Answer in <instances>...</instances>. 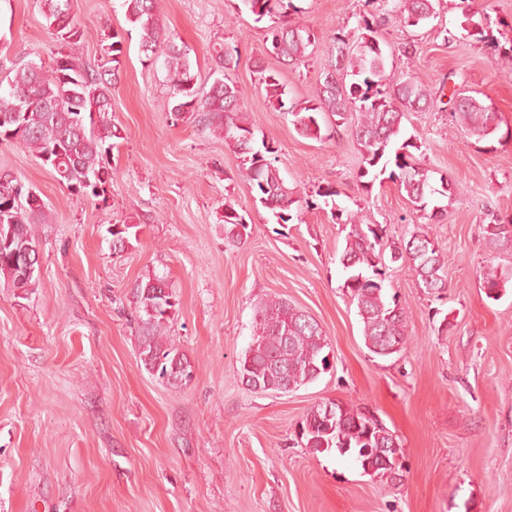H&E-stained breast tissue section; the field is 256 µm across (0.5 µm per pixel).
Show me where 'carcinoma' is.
I'll use <instances>...</instances> for the list:
<instances>
[{
  "mask_svg": "<svg viewBox=\"0 0 512 512\" xmlns=\"http://www.w3.org/2000/svg\"><path fill=\"white\" fill-rule=\"evenodd\" d=\"M236 8L267 23V50L282 63L295 64L309 55L318 34L293 23L289 12L297 11L294 0H230ZM388 15L405 27H419L438 17L437 0H392ZM44 25L55 36L60 51L45 64H24L7 70L0 65V143L8 142L29 150L44 161L55 179L69 191L93 198L105 197L112 183L110 152L120 130L105 117L112 106V89L121 78L125 36L137 33L141 60L146 65L162 62L171 85L165 103L169 116L185 114L232 144L241 158L242 176L277 223L293 219L292 210L336 204L340 192L331 184L319 187L317 203L298 196L276 165V149L261 141L256 146L254 125L244 111V92L233 82L216 78L209 89L198 85L189 52L166 31L157 11V0H122L130 28L118 31L106 26L100 33V64L92 69L71 53L63 52L78 43L83 25L75 10L76 0H37ZM465 23L475 28L473 36L488 38L493 24L487 10L475 9V0H461ZM479 17L474 21L473 17ZM386 17L373 12L360 16L357 40L349 42L342 33L333 37L335 64L326 72L313 96L302 102H285V86L277 75L266 73L264 62H255L269 101L292 116L296 132L306 138L322 139L338 129L348 131L362 152L359 178L395 184L413 206L419 219L438 221L452 202L455 184L446 174H435L417 159V136H405L404 120L410 112L433 106L438 90L413 72L386 75L387 53L380 27ZM218 67L230 70L240 62L239 48L226 43L215 50ZM352 76L355 81L338 88L330 76ZM449 116L463 133L478 141L505 138L500 118L492 103L461 89L452 91ZM336 218L351 225L340 256L345 272L344 287L356 301L363 324L366 348L383 357L385 349L401 352L407 342L405 316L396 297L384 291L383 257L377 250L383 226L361 228L356 214L338 210ZM225 237L241 243L250 234L244 215L224 205ZM48 223L46 204L32 188L11 179L0 182V278L23 291L35 287L36 278H22L18 251L37 244L33 225ZM134 224L110 231L112 247L122 251ZM491 253H512V227L498 220L479 225ZM390 260L401 263L419 287L431 295L446 288L444 258L427 230L416 231L403 245L391 250ZM484 288L492 299L512 281V269L489 263L482 270ZM137 320L140 326L141 366L170 384L186 382L192 370L175 342L166 338V328L178 301L162 277L136 282ZM329 345L321 326L310 315L273 297L256 310L251 344L241 358L242 382L254 391L287 392L315 382L328 372ZM299 438L314 453L336 452L353 457L364 448L383 451L393 433L384 425L369 424L360 410L329 402L313 406L299 424Z\"/></svg>",
  "mask_w": 512,
  "mask_h": 512,
  "instance_id": "1",
  "label": "carcinoma"
}]
</instances>
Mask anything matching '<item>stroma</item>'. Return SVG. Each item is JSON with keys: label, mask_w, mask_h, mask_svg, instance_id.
Returning a JSON list of instances; mask_svg holds the SVG:
<instances>
[{"label": "stroma", "mask_w": 512, "mask_h": 512, "mask_svg": "<svg viewBox=\"0 0 512 512\" xmlns=\"http://www.w3.org/2000/svg\"><path fill=\"white\" fill-rule=\"evenodd\" d=\"M458 2L440 0L438 17L421 28L383 26L387 71L413 70L434 87L451 77L492 101L512 129V0H478L504 22L495 46L463 29ZM298 5L293 22L319 41L305 61L285 65L267 56L263 29L224 0H158L199 83L212 81L216 44L238 46L228 76L282 175L304 196L336 187L335 207L382 225L390 254L414 229L405 195L389 181L361 185L360 151L346 130L300 136L253 65L278 73L289 99H310L334 61V34L357 38L365 0ZM77 13L84 34L71 52L93 68L99 28L127 25L121 0H77ZM56 51L36 0H0L1 61ZM169 96L163 68L143 65L128 43L102 199L70 192L28 150L0 144V177L34 188L49 213L34 227L35 287L20 297L0 280V512H512V284L488 298L479 230L512 221V139H464L440 103L406 120V133L424 141L422 164L448 173L459 192L431 228L446 266L443 296L385 265L409 340L382 358L366 348L343 286L350 225L326 206L277 224L241 177L233 147L195 120L170 119ZM228 203L251 226L240 245L224 236ZM115 224L137 227L121 252L112 249ZM155 275L179 302L168 334L193 376L178 386L139 361L132 288ZM274 296L319 323L333 358L331 372L287 393L249 390L239 375L255 309ZM321 402L377 416L399 442V478L297 443L298 423Z\"/></svg>", "instance_id": "stroma-1"}]
</instances>
